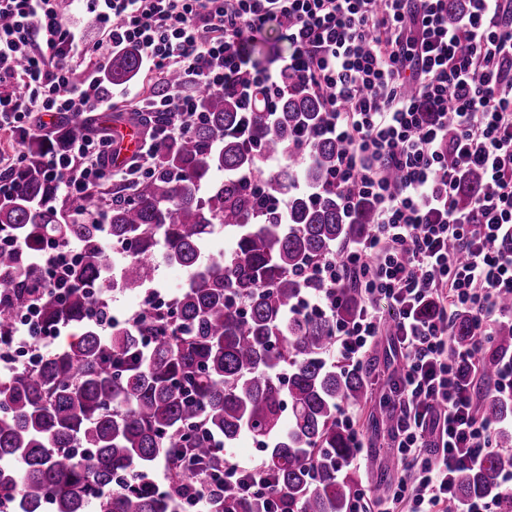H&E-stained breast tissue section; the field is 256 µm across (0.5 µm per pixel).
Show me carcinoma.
Wrapping results in <instances>:
<instances>
[{"mask_svg": "<svg viewBox=\"0 0 512 512\" xmlns=\"http://www.w3.org/2000/svg\"><path fill=\"white\" fill-rule=\"evenodd\" d=\"M106 87L140 75L133 48L100 67ZM235 92H202L199 120L162 143L153 169L112 198L105 218L112 245L125 248L116 279L93 199L56 206L55 185L33 158L58 148L33 137L28 158L0 173V347L11 344L19 314L37 315L35 330L68 327L74 339L0 376V512H173L175 491L144 481L161 463L173 486L208 484L212 512H348L360 492L341 475L354 449L337 419L345 404L371 395L365 371L328 362L332 320L287 316L316 284L305 270L340 243L371 234V204L347 216L327 175L344 144L318 137L326 119L322 101L293 90L277 111L263 96L253 111L240 110ZM313 136L308 156L288 155L297 137ZM285 155V165L261 178L251 192L239 175L259 171L261 153ZM320 190H296V182ZM466 173L458 206L468 208L481 188ZM288 196L284 216L266 200ZM235 239L227 256L202 263L216 231ZM76 240L80 260L56 282H43L31 265L34 246ZM184 269L188 278L164 312L142 308L104 333L88 319L89 288L114 286L135 293L155 278V255ZM362 305L355 287L344 289L345 319ZM473 318L460 312L452 336L472 341ZM491 346L512 350V322L503 320ZM478 412L495 421L509 406L479 394ZM260 439L267 497L224 484V455L214 440L234 444L244 433ZM511 457L489 454L455 476L460 502L506 495L499 482Z\"/></svg>", "mask_w": 512, "mask_h": 512, "instance_id": "obj_1", "label": "carcinoma"}]
</instances>
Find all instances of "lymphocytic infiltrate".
I'll list each match as a JSON object with an SVG mask.
<instances>
[{"mask_svg":"<svg viewBox=\"0 0 512 512\" xmlns=\"http://www.w3.org/2000/svg\"><path fill=\"white\" fill-rule=\"evenodd\" d=\"M59 0H0V132L46 137L54 124L113 105L97 68L133 47L153 92L131 98L148 126L130 163L114 162L106 132H78L41 158L58 192L78 203L103 186L130 185L159 144L198 119L199 91L233 86L267 111L300 85L328 114L325 135L344 143L328 177L346 213L372 205L371 236L313 265L301 311L331 315L333 359L362 369L379 337L399 368L389 403L404 475L390 494L356 497L351 512H512V499L458 505L455 473L497 451L496 423L474 409L485 346L512 296V0H467L449 22L447 0H72L88 24L62 17ZM276 25L292 48L272 70L253 66L246 43ZM86 69L81 83L72 71ZM177 82H170L171 74ZM480 169L471 206L457 197ZM357 185L358 196L347 195ZM364 306L335 317L348 284ZM473 317V342H454L452 320Z\"/></svg>","mask_w":512,"mask_h":512,"instance_id":"1","label":"lymphocytic infiltrate"}]
</instances>
